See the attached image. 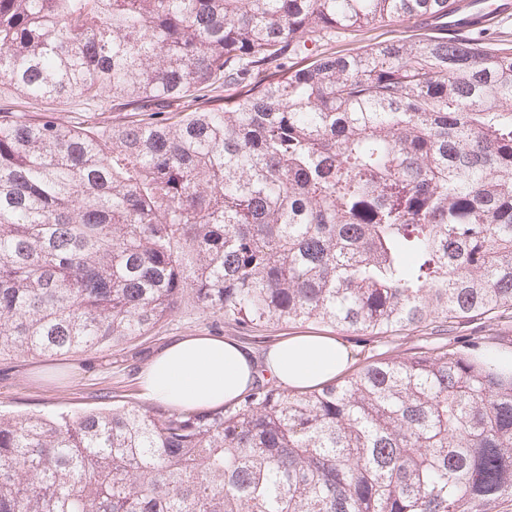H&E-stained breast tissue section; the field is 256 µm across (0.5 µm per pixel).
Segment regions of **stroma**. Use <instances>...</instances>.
Segmentation results:
<instances>
[{
	"label": "stroma",
	"instance_id": "35a3bbf8",
	"mask_svg": "<svg viewBox=\"0 0 512 512\" xmlns=\"http://www.w3.org/2000/svg\"><path fill=\"white\" fill-rule=\"evenodd\" d=\"M0 112H26L36 118L83 127L108 126L140 117L138 110L116 98L95 102L78 97L62 102L35 100L20 95L2 80ZM296 331L294 325L275 324L266 328L264 337L254 339L189 301L182 305L176 318L117 349L91 350L68 358L0 361V410L71 414L112 405L117 395L140 397V370L158 348L180 336L220 334L241 343L259 358L272 342Z\"/></svg>",
	"mask_w": 512,
	"mask_h": 512
}]
</instances>
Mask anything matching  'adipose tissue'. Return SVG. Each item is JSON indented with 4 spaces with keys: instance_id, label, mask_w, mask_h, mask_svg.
<instances>
[{
    "instance_id": "1",
    "label": "adipose tissue",
    "mask_w": 512,
    "mask_h": 512,
    "mask_svg": "<svg viewBox=\"0 0 512 512\" xmlns=\"http://www.w3.org/2000/svg\"><path fill=\"white\" fill-rule=\"evenodd\" d=\"M349 348L333 336L305 334L277 341L263 360L221 336H184L159 348L140 374L144 395L174 409L236 403L257 373L288 390L328 384L352 364Z\"/></svg>"
}]
</instances>
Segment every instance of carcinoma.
<instances>
[{
    "mask_svg": "<svg viewBox=\"0 0 512 512\" xmlns=\"http://www.w3.org/2000/svg\"><path fill=\"white\" fill-rule=\"evenodd\" d=\"M478 0H0V78L121 98L0 116V359L147 335L185 299L249 335H449L512 315V50ZM400 21L412 33L326 46ZM194 96L204 105L177 107ZM512 367L477 337L232 409L0 415V512H500ZM498 3L494 6L491 12L480 11L479 14L470 16L467 24L454 25L456 23L448 22V30H460L462 32L490 28L497 24L501 18L512 13V2L510 0H497ZM495 36L491 41L492 46L496 48L510 47L512 48V14L509 18L502 19L497 29L493 31ZM124 103L112 96L96 102L78 97L62 102L35 100L20 95L9 83L0 80V112H29L36 118L83 127L109 126L115 121L142 118L134 106H124Z\"/></svg>",
    "mask_w": 512,
    "mask_h": 512,
    "instance_id": "1",
    "label": "carcinoma"
}]
</instances>
